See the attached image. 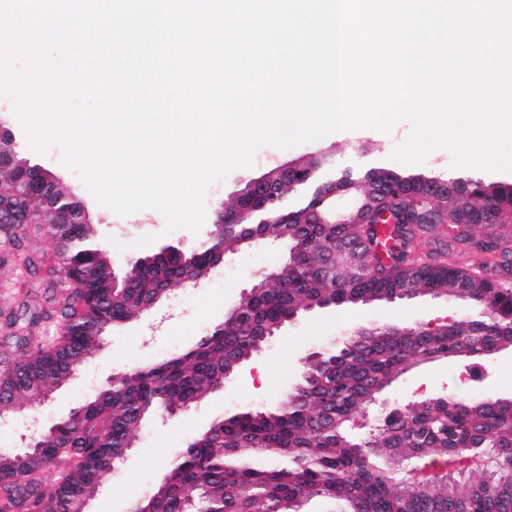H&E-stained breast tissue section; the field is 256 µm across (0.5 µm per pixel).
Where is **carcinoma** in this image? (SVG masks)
<instances>
[{"instance_id":"cac0c4a2","label":"carcinoma","mask_w":512,"mask_h":512,"mask_svg":"<svg viewBox=\"0 0 512 512\" xmlns=\"http://www.w3.org/2000/svg\"><path fill=\"white\" fill-rule=\"evenodd\" d=\"M307 182L285 190L275 207L280 224L212 226L192 251H156L128 266L133 286L112 293V261L80 223L69 194L23 195L58 240L51 255L25 257L38 271L54 262L75 287L57 300L61 317H73L67 335L44 347L33 329L46 311L30 308L5 320L16 358L0 373V408L19 413L71 381L98 349L108 328L143 312L177 282L210 263L213 244L242 249L252 240H282L296 262L280 267L277 283L251 293L236 318L215 325L187 350L116 373L112 384L83 400L42 433L32 448L0 453V512H80L97 494L113 465L131 447L152 414L191 406L224 385L277 330L302 311L402 300L417 292L443 293L486 313L413 333L401 326L363 328L334 341L304 362L291 390L270 407L217 416L190 439L166 477L135 502L140 512H301L323 498L337 512H512V398L441 394L412 408L385 414L364 436L355 418L413 364L436 359L481 360L512 347V250L508 234L477 235L481 224L512 220V184L449 175L458 194L425 202L431 176L372 166L333 172L331 155L302 164ZM341 188L367 198L369 224H312L310 212L327 207ZM67 207L75 223H57ZM408 213L412 223L400 224ZM361 245L363 271L352 272L346 244ZM68 466L55 481L40 474ZM254 456L288 459V467L250 464ZM490 459L482 469L464 458ZM388 460L383 468L377 460ZM451 460L457 467L410 482L397 477L403 463Z\"/></svg>"}]
</instances>
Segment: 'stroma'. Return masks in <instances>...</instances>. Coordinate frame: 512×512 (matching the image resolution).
Masks as SVG:
<instances>
[{
	"mask_svg": "<svg viewBox=\"0 0 512 512\" xmlns=\"http://www.w3.org/2000/svg\"><path fill=\"white\" fill-rule=\"evenodd\" d=\"M0 120L14 131L24 157L52 171L64 190L86 200L99 238L105 240L112 236L121 241V248L109 250L117 272H124L129 258L152 254L155 247L173 244L191 251L204 240L206 233L202 230L166 232L164 216L153 209L121 217L99 206L80 177L62 164L60 146L43 152L31 147L12 94L0 92ZM409 132V124L400 122L387 133L376 129L339 131L286 150L262 147L256 152L251 167L234 170L206 187L204 221L212 223L215 208L233 197L243 181L260 176L271 167L311 157L322 150L334 151L340 167H394L391 154L405 142ZM145 234L156 235L155 245L135 247V240ZM49 250V239L40 230H29L17 246L0 236V313L24 304L34 309L43 307L49 293L48 283L44 274H30L24 258ZM286 255L284 244L270 240L247 251L226 254L219 275L207 277L182 301L166 297L151 311L110 328L100 350L68 386L13 423L0 427V451L9 452L21 446L29 421L35 419L40 426H50L82 400L110 384L118 371L159 360L188 347L223 320L225 309L249 287L252 273L277 267ZM463 313L460 303L428 294L403 302H374L299 313L236 374L226 379L221 390L175 415H158L144 423L137 433L134 448L115 465L93 500L92 512H128L133 500L142 498L163 480L167 461L178 455L191 437L205 430L216 416L267 406L281 399L299 377L305 354L323 347L335 337L372 323L447 324ZM469 374L462 360L441 359L416 364L401 375L380 400L390 406L407 405L447 391L468 395L477 388L497 397L510 398L512 348L486 362L481 385H474Z\"/></svg>",
	"mask_w": 512,
	"mask_h": 512,
	"instance_id": "stroma-1",
	"label": "stroma"
}]
</instances>
